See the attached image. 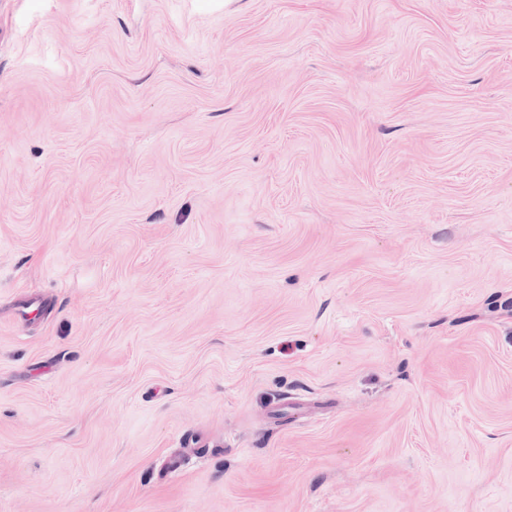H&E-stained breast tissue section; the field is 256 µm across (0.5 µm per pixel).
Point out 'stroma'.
Listing matches in <instances>:
<instances>
[{
  "instance_id": "stroma-1",
  "label": "stroma",
  "mask_w": 512,
  "mask_h": 512,
  "mask_svg": "<svg viewBox=\"0 0 512 512\" xmlns=\"http://www.w3.org/2000/svg\"><path fill=\"white\" fill-rule=\"evenodd\" d=\"M0 512H512V0H0Z\"/></svg>"
}]
</instances>
